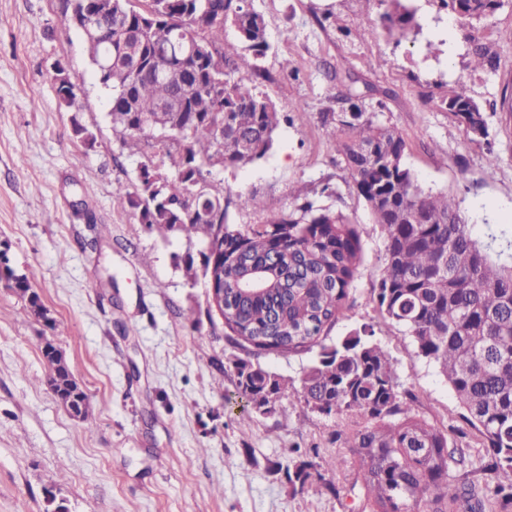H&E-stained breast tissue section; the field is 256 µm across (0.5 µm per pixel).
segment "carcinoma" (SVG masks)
<instances>
[{
    "label": "carcinoma",
    "mask_w": 512,
    "mask_h": 512,
    "mask_svg": "<svg viewBox=\"0 0 512 512\" xmlns=\"http://www.w3.org/2000/svg\"><path fill=\"white\" fill-rule=\"evenodd\" d=\"M375 1L381 21L403 37L414 12L403 0ZM460 24L492 15L501 0H439ZM125 13L112 26L139 33L136 72L105 59L96 64L100 84L112 91V134L122 149L143 155L148 140L160 157L145 156L137 182L112 189L116 200L138 213L153 231L190 243L210 242L224 226V253L179 258L194 281L210 263L224 267V327L256 354L309 352L317 358L304 370L301 390L259 364L235 363L238 397L252 406L272 394L299 395L308 408L336 419L332 441L357 464L355 485L372 512H512V234L493 226L487 241L473 238L470 225L448 194L425 192L405 161L399 131L353 104L332 118L326 134L366 202L383 237V268L376 275L381 314L405 328L419 357L433 363L478 433L487 455L476 463L466 436L445 433L420 419V396L399 389L394 358L364 325L327 344L329 330L344 316L358 273L362 246L356 227L340 211L307 202L271 212L261 224L229 222V205L263 207L260 197L239 192L233 201L198 191L204 168L242 169L262 159L288 117L250 83L249 75L269 48L263 16L252 0H144L121 3ZM232 27L239 44L225 45ZM202 41L204 56L186 53V36ZM180 112L161 107L176 99ZM448 110L466 134L486 138L483 112L461 88L448 90ZM0 273L31 311L43 309L35 273L16 275L3 258ZM47 383L55 393L73 382L66 362L48 353ZM461 481H448L451 465ZM301 492L338 493L326 471L312 460L286 469Z\"/></svg>",
    "instance_id": "obj_1"
}]
</instances>
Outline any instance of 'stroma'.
I'll return each instance as SVG.
<instances>
[{
  "label": "stroma",
  "mask_w": 512,
  "mask_h": 512,
  "mask_svg": "<svg viewBox=\"0 0 512 512\" xmlns=\"http://www.w3.org/2000/svg\"><path fill=\"white\" fill-rule=\"evenodd\" d=\"M253 5L269 48L251 80L289 120L256 164L205 168L209 189L257 192L263 210L230 209L240 225L308 200L342 211L363 263L330 340L372 325L401 388L421 395L420 417L444 430L459 425L444 378L377 307L381 229L349 187L322 118L358 96L363 111L401 133L421 188L453 196L475 235L512 225V0L468 29L435 0H409L419 28L401 41L383 31L369 37L381 13L374 0ZM478 45L493 68L474 69ZM61 58L77 85V112L56 96ZM452 85L482 107L487 138L469 139L450 114ZM110 96L59 0H0V249L15 273L36 271L47 309L35 318L0 276V512H363L351 490L354 463L331 440L335 419L295 399L261 416L236 394L235 360H257L297 388L313 353L255 357L234 345L208 313L204 279L188 282L175 263L197 245L149 230L113 198L116 182L135 183L140 158L112 135ZM78 124L94 134L92 145L75 135ZM490 153L498 159L491 173ZM326 184L333 196L321 195ZM89 214L109 226V240L92 245ZM46 340L88 395L91 421L71 417L41 385ZM311 448L337 492L302 494L289 484L288 465Z\"/></svg>",
  "instance_id": "obj_1"
}]
</instances>
